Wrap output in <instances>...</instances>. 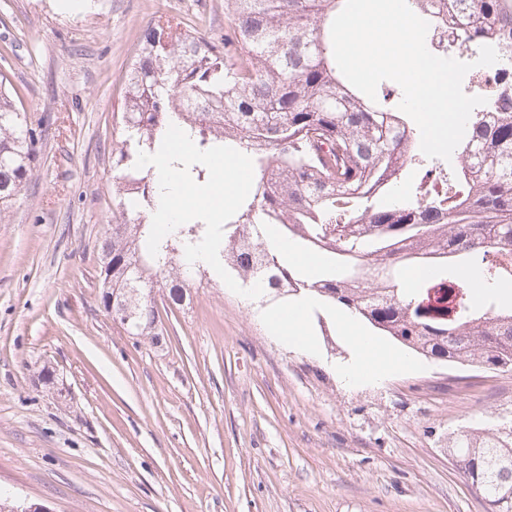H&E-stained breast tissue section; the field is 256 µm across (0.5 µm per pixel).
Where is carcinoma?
<instances>
[{
	"label": "carcinoma",
	"mask_w": 512,
	"mask_h": 512,
	"mask_svg": "<svg viewBox=\"0 0 512 512\" xmlns=\"http://www.w3.org/2000/svg\"><path fill=\"white\" fill-rule=\"evenodd\" d=\"M408 2L433 32L457 20L448 53L460 61L512 46V0ZM344 4L224 0L222 49L166 15L143 31L123 77L104 281L136 314L135 335L153 336L159 312L147 290L162 277L179 305L198 273L187 259L212 252L242 281L313 294L426 359L511 370L512 308L483 299L512 283V83L473 110L455 167L428 158L393 91L373 102L344 82L330 33ZM184 138L192 156L172 153L170 165L187 183L208 181L217 153L249 161L252 190L221 222L204 211L173 228L149 221L159 185L138 159ZM35 142L0 80V213L30 177ZM410 168L422 175L399 198ZM268 227L321 257V269H289L263 238ZM411 267L427 278L407 287ZM448 453L494 512H512L511 427L461 432Z\"/></svg>",
	"instance_id": "cac0c4a2"
}]
</instances>
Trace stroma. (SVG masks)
<instances>
[{
    "instance_id": "1",
    "label": "stroma",
    "mask_w": 512,
    "mask_h": 512,
    "mask_svg": "<svg viewBox=\"0 0 512 512\" xmlns=\"http://www.w3.org/2000/svg\"><path fill=\"white\" fill-rule=\"evenodd\" d=\"M158 10L224 40V0H0V75L41 133L0 213V493L53 512H492L447 442L512 423V371L418 356L347 387L333 307L309 316L315 353L293 350L265 321L286 297L228 271L173 310L154 288L156 341L104 308L122 76Z\"/></svg>"
}]
</instances>
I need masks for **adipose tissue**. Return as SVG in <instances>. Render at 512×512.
Returning a JSON list of instances; mask_svg holds the SVG:
<instances>
[{"instance_id":"1","label":"adipose tissue","mask_w":512,"mask_h":512,"mask_svg":"<svg viewBox=\"0 0 512 512\" xmlns=\"http://www.w3.org/2000/svg\"><path fill=\"white\" fill-rule=\"evenodd\" d=\"M141 164L151 169L166 187L152 214L156 224H178L199 210L210 212L214 218H223L236 198L247 190L250 181V166L240 155L213 160L210 164L212 179L204 190L179 181L168 166L165 154L146 155ZM316 303L315 295L305 294L288 306L274 310L267 318L271 330L289 347L314 352L306 320ZM337 321L352 349L351 360L336 369L346 385L357 387L374 383L406 368L404 359L389 353L376 339L365 335L350 315L338 314Z\"/></svg>"}]
</instances>
